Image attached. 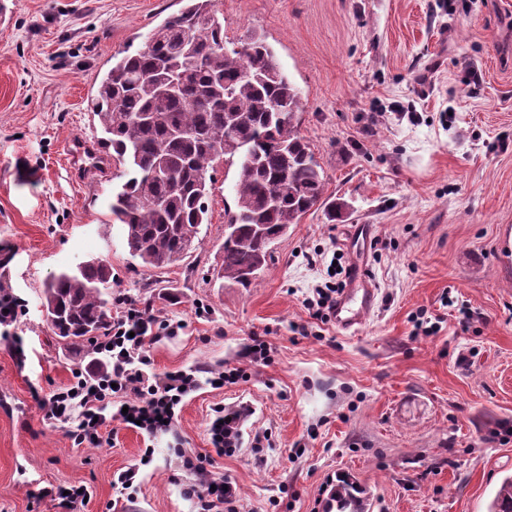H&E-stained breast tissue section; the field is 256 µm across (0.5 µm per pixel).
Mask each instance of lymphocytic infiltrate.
<instances>
[{
  "label": "lymphocytic infiltrate",
  "instance_id": "1",
  "mask_svg": "<svg viewBox=\"0 0 512 512\" xmlns=\"http://www.w3.org/2000/svg\"><path fill=\"white\" fill-rule=\"evenodd\" d=\"M182 321L161 320L151 303L124 300L112 321V332L100 341L88 369L75 371L69 384L40 400L45 421L76 419L71 437L77 445L97 447L113 421L136 419L152 434L173 420L185 393L198 388L194 372L182 369L158 374L152 370L150 345L163 336L177 335ZM198 480L184 490L198 512H239L236 490L198 467Z\"/></svg>",
  "mask_w": 512,
  "mask_h": 512
}]
</instances>
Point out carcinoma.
<instances>
[{
	"mask_svg": "<svg viewBox=\"0 0 512 512\" xmlns=\"http://www.w3.org/2000/svg\"><path fill=\"white\" fill-rule=\"evenodd\" d=\"M301 93L256 33L224 37L216 0H184L176 14L120 52L91 98L101 148L123 182L108 208L130 257L148 270L188 257L208 223L207 174L222 159L234 170L220 278L248 288L268 269L271 246L317 205L325 174L297 130ZM43 306L55 334L91 344L110 328L112 268L91 259L51 276ZM326 512H367L365 489L336 477ZM488 512H512V476Z\"/></svg>",
	"mask_w": 512,
	"mask_h": 512,
	"instance_id": "cac0c4a2",
	"label": "carcinoma"
}]
</instances>
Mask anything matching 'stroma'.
Returning <instances> with one entry per match:
<instances>
[{
  "label": "stroma",
  "instance_id": "obj_1",
  "mask_svg": "<svg viewBox=\"0 0 512 512\" xmlns=\"http://www.w3.org/2000/svg\"><path fill=\"white\" fill-rule=\"evenodd\" d=\"M182 6L13 0L0 25V287L24 303L0 327V512H57L38 497L51 484L85 488L80 512H198L183 492L188 458L231 479L240 512H322L340 472L366 487L370 512H487L512 475V441L499 438L512 428V0H217L228 40L255 32L274 48L302 94L298 131L325 196L346 205L290 225L249 288L216 278L234 204L223 164L195 249L154 271L132 262L111 219L114 162L68 154L100 135L91 95L113 55ZM338 251L377 294L353 333L305 302ZM97 257L113 293L185 323L151 344L154 372L244 376L201 384L169 430L116 422L89 448L72 440L73 422L43 423L35 397L91 359L54 336L43 284ZM422 310L440 318L436 334L415 335ZM257 337L269 352L254 363ZM219 406L249 410L221 456L208 434ZM131 468L127 497L115 482Z\"/></svg>",
  "mask_w": 512,
  "mask_h": 512
}]
</instances>
